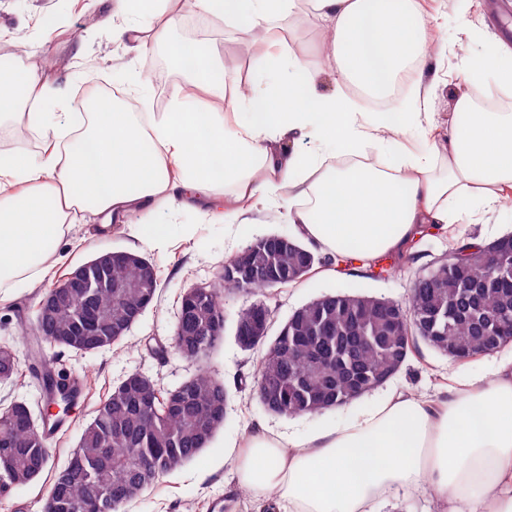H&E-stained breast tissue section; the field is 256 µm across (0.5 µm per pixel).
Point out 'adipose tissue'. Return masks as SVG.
Wrapping results in <instances>:
<instances>
[{
    "instance_id": "obj_1",
    "label": "adipose tissue",
    "mask_w": 512,
    "mask_h": 512,
    "mask_svg": "<svg viewBox=\"0 0 512 512\" xmlns=\"http://www.w3.org/2000/svg\"><path fill=\"white\" fill-rule=\"evenodd\" d=\"M168 0H113L123 18L114 40L163 44L203 96L227 95L228 109L188 107L174 92L167 111L140 112L100 97L88 112L28 110L15 102L9 125L46 130L37 162L0 163V286L16 285L46 246L88 213L111 224L148 216L134 232L165 242L187 202L211 211L220 187L232 190L224 217L244 219L255 199H280L309 250L371 260L403 249L422 228L478 224L512 199V113L475 111L470 88L492 80L512 89V47L483 44L461 67L464 89L445 134L427 106L434 82L415 64L444 55L431 43L420 0H310L331 25L330 53L344 84L386 100L358 111L342 91L317 94V59L278 48V21L295 0H184L257 32L258 88L225 91L212 54L145 26ZM411 93L390 99L400 73ZM421 141L411 150L407 141ZM231 455L237 488L262 512H396L400 498L430 496L437 512H512V359L490 374L448 387L445 398L392 390L345 421L304 434L258 424Z\"/></svg>"
}]
</instances>
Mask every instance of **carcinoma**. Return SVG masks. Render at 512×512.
I'll return each instance as SVG.
<instances>
[{"instance_id": "cac0c4a2", "label": "carcinoma", "mask_w": 512, "mask_h": 512, "mask_svg": "<svg viewBox=\"0 0 512 512\" xmlns=\"http://www.w3.org/2000/svg\"><path fill=\"white\" fill-rule=\"evenodd\" d=\"M469 248L459 241L448 258L432 271V278L416 279L406 300L385 311L382 299L360 294L323 295L308 303L284 324L275 344L267 347L257 365L254 384L259 403L272 414L301 417L320 414L349 401L356 383L372 385L395 377L408 358L420 329L431 328L430 346L470 357L495 348L496 339L512 332V277H496L481 264L463 262L458 254ZM248 267L256 275L246 279L230 270L222 285L239 290L270 287L260 272L286 275L304 262L303 252L270 247L255 240L248 245ZM90 288L59 296L46 316L57 337L71 343L111 340L127 317L155 300L144 282L142 266L118 255L103 269L89 270ZM124 284L118 291L108 284ZM99 311L92 328L80 320L84 296ZM215 288L196 299L186 321V349L201 357L218 338L206 336L221 317ZM258 316L271 319L263 301L239 311L236 323ZM142 382L131 377L118 393L103 400L99 421L82 434L81 453L57 471L46 498V512H118L131 496L152 487L161 477L195 458L224 425L221 404L228 397L223 381L201 369L186 386L181 402L167 407V392L158 389L143 400ZM24 408L0 425V485H21L48 466L46 440L30 429ZM138 458L140 464L131 463Z\"/></svg>"}]
</instances>
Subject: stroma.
<instances>
[{"label":"stroma","mask_w":512,"mask_h":512,"mask_svg":"<svg viewBox=\"0 0 512 512\" xmlns=\"http://www.w3.org/2000/svg\"><path fill=\"white\" fill-rule=\"evenodd\" d=\"M429 13L431 40H447L450 52L432 56L423 66L425 79L435 80L437 91L430 106L436 125L448 124L458 90L463 61L481 55L479 41L467 38V30L484 37L512 41V0H470L467 10L448 0H423ZM294 29L284 35V52L318 56L323 72L317 90L335 94L341 86L336 64L328 55L329 34L311 13H293ZM112 0H0V58L15 66L37 61L41 84L66 90L52 109L68 112L79 93L102 95L108 89L125 90L134 83H148L151 101L172 94L181 82L177 71L158 65L162 50L156 46L131 48L113 40ZM202 43L222 61L228 82L241 86L253 79L252 52L245 33L223 25L210 30ZM251 223L228 224L223 213L205 216L184 208L170 227V237L159 247L131 236L120 224L102 227L85 219L70 225L54 248L47 273L0 296V344L12 346L22 364H45L56 375L82 378V396L74 402L63 430L49 440L48 468L27 485L0 488V512H44L55 471L62 468L78 447L84 429L92 422L101 400L131 372L148 375L161 388L172 390L189 380L198 367L209 368L223 380L229 394L227 416L212 443L197 457L164 476L152 488L128 501L122 512H245L235 494V479L225 461L232 441L241 439L259 421L282 432H308L336 422L339 412L287 418L266 412L252 391L260 351L242 349L234 336L238 312L256 301L273 312L272 326L280 328L294 310L326 294H362L401 301L413 280L428 273L448 254V240L432 233L415 243V258L395 273L370 275L353 265L341 271L333 265L315 264L302 281L261 292L234 291L222 297L224 335L200 361L175 354L170 343L176 333L179 302L184 291L217 282L224 259L241 252L260 236L293 234L282 203L259 206ZM135 253L155 264L160 288L153 303L130 327L122 340L94 352L40 345L34 320L40 301L71 269L103 252ZM487 361L479 357L456 361L427 345H420L389 386L406 392L435 393L449 378L482 374Z\"/></svg>","instance_id":"35a3bbf8"}]
</instances>
